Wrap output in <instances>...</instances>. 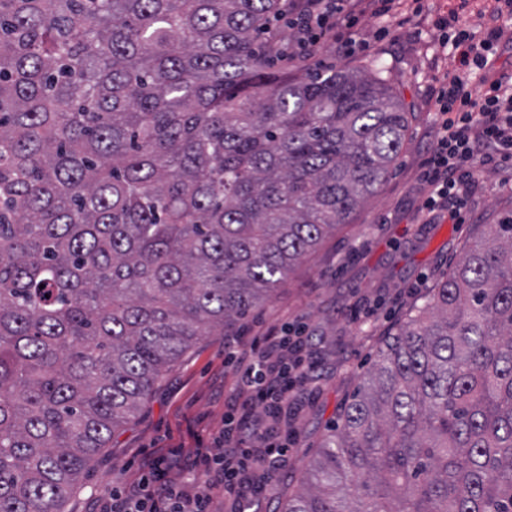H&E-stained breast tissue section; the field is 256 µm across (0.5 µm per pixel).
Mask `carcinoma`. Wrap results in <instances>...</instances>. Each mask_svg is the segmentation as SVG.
<instances>
[{"label":"carcinoma","instance_id":"obj_1","mask_svg":"<svg viewBox=\"0 0 512 512\" xmlns=\"http://www.w3.org/2000/svg\"><path fill=\"white\" fill-rule=\"evenodd\" d=\"M281 0H0V512H63L172 362L360 207L411 113L274 72ZM389 338L278 512H512V216Z\"/></svg>","mask_w":512,"mask_h":512}]
</instances>
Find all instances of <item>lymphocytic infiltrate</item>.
I'll return each instance as SVG.
<instances>
[{
  "mask_svg": "<svg viewBox=\"0 0 512 512\" xmlns=\"http://www.w3.org/2000/svg\"><path fill=\"white\" fill-rule=\"evenodd\" d=\"M395 0H289L288 30L306 57L315 56L325 41L344 47L345 37L360 15H388ZM512 18V0H498L482 34H475L458 12L439 17L435 26L442 45L458 58L457 75L446 79L436 98L438 121L434 148L420 180L428 188L422 203L427 213L447 212L462 223L479 168L496 159L512 161V81L497 78L496 52L504 18ZM301 330L256 338L251 349H227L225 365L236 371L247 397L229 404L219 449L195 448L192 467L202 468L205 483L225 494L240 492L241 473L249 458L245 438L265 445L257 465L274 473L286 449L279 445L282 404L308 381L311 366L302 353ZM176 460L160 453L145 462L146 473L122 500L104 512H201L203 495L189 494L175 472Z\"/></svg>",
  "mask_w": 512,
  "mask_h": 512,
  "instance_id": "1",
  "label": "lymphocytic infiltrate"
}]
</instances>
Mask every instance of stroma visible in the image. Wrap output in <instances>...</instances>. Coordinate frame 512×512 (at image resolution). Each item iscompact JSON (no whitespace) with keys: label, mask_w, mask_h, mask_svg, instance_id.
<instances>
[{"label":"stroma","mask_w":512,"mask_h":512,"mask_svg":"<svg viewBox=\"0 0 512 512\" xmlns=\"http://www.w3.org/2000/svg\"><path fill=\"white\" fill-rule=\"evenodd\" d=\"M459 3L396 0L392 16H361L351 53L338 55L329 47L305 59L292 44L287 59L276 62L292 70L342 66L380 71L412 120L389 176L352 222L326 236L272 298L233 330L248 342L289 323L308 327L312 379L282 415L280 427L289 442L274 485L300 483L327 427L377 360L383 340L407 321L417 298L452 272L464 243L481 239L486 225L512 211V164L481 172L466 223L420 211L425 190L419 174L433 144L435 92L443 76L457 70L433 22ZM236 388L237 375L224 364V332L218 328L180 356L136 415L113 433L80 477L65 512H100L113 492L138 483L147 454L170 448L186 452L197 441L218 436L224 427V398ZM262 481V470L247 471L243 495L214 491L210 512H272Z\"/></svg>","instance_id":"obj_1"}]
</instances>
